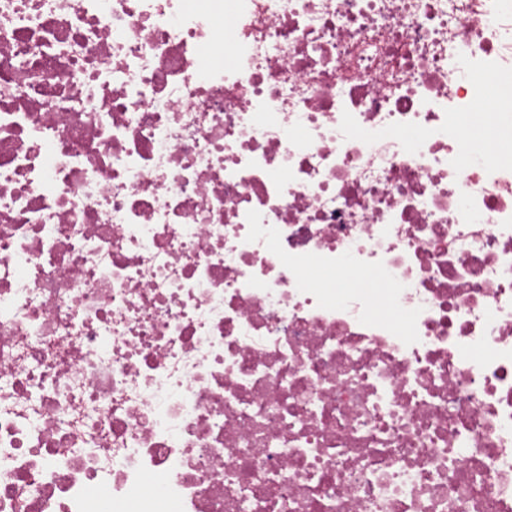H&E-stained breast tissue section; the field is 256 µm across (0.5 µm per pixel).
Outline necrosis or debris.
I'll use <instances>...</instances> for the list:
<instances>
[{
	"label": "necrosis or debris",
	"instance_id": "necrosis-or-debris-1",
	"mask_svg": "<svg viewBox=\"0 0 512 512\" xmlns=\"http://www.w3.org/2000/svg\"><path fill=\"white\" fill-rule=\"evenodd\" d=\"M509 91L512 0H0V512H512ZM482 126V137L487 141L491 155L511 157L512 159V136L505 139L497 135L496 122L493 112H482L478 117Z\"/></svg>",
	"mask_w": 512,
	"mask_h": 512
}]
</instances>
